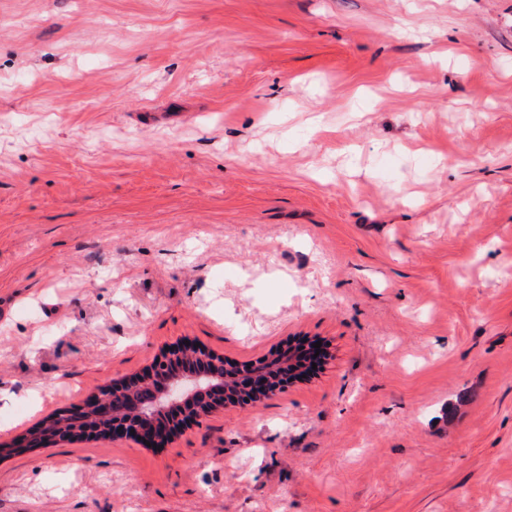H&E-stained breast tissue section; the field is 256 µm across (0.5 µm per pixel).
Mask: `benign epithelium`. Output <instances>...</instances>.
Returning <instances> with one entry per match:
<instances>
[{"label": "benign epithelium", "instance_id": "7a95c632", "mask_svg": "<svg viewBox=\"0 0 512 512\" xmlns=\"http://www.w3.org/2000/svg\"><path fill=\"white\" fill-rule=\"evenodd\" d=\"M293 364L289 354L281 358L265 357L245 364L228 365L224 359L194 342H177L162 351L147 373L114 382L105 390L114 394L123 392L140 379L156 382L153 395L157 398L172 393L174 381L191 387L182 399L171 402L180 407L169 421H149L135 402L130 410L110 411L108 397L97 393L88 398L96 410V418L105 422L101 428L87 427L84 435L104 432L108 437H128L144 445L168 444L180 431L197 423L200 418L229 403H258L288 383V366Z\"/></svg>", "mask_w": 512, "mask_h": 512}]
</instances>
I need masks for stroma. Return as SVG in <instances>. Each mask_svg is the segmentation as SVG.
<instances>
[{"label": "stroma", "mask_w": 512, "mask_h": 512, "mask_svg": "<svg viewBox=\"0 0 512 512\" xmlns=\"http://www.w3.org/2000/svg\"><path fill=\"white\" fill-rule=\"evenodd\" d=\"M183 339L327 356L26 447ZM0 512H512V0H0Z\"/></svg>", "instance_id": "1"}]
</instances>
